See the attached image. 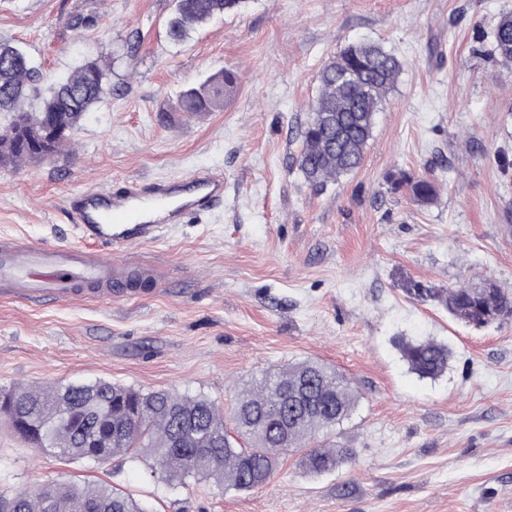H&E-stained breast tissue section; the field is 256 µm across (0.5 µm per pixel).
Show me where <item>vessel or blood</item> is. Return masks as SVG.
<instances>
[{"instance_id":"1","label":"vessel or blood","mask_w":512,"mask_h":512,"mask_svg":"<svg viewBox=\"0 0 512 512\" xmlns=\"http://www.w3.org/2000/svg\"><path fill=\"white\" fill-rule=\"evenodd\" d=\"M223 200V175L206 170L186 179L134 178L111 190H88L66 208L80 246L1 239L0 278L26 300L64 304L89 293L111 299L113 254L134 242L159 240L169 225Z\"/></svg>"}]
</instances>
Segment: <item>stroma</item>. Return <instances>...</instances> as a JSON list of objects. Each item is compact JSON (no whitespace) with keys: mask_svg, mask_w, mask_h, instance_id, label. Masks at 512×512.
Instances as JSON below:
<instances>
[{"mask_svg":"<svg viewBox=\"0 0 512 512\" xmlns=\"http://www.w3.org/2000/svg\"><path fill=\"white\" fill-rule=\"evenodd\" d=\"M173 0H0V41L46 81L91 55L114 92L64 154L0 167V238L75 245L69 198L129 178L224 175V201L117 259L151 286L100 302L0 292V388L108 380L202 395L231 410L265 371L326 364L360 394L338 439L352 463L307 474L283 456L268 485L173 489L148 463L64 462L0 423V490L68 477L129 493L149 512H512V318L482 329L441 298L486 279L512 292V64L493 52L512 0H245L183 41ZM96 26L76 28L74 15ZM381 44L403 63L360 168L318 189L295 164L318 73L341 47ZM237 75L223 109L176 111L180 93ZM168 121H160V109ZM433 181L417 204L389 178ZM448 346L422 379L404 339Z\"/></svg>","mask_w":512,"mask_h":512,"instance_id":"obj_1","label":"stroma"}]
</instances>
